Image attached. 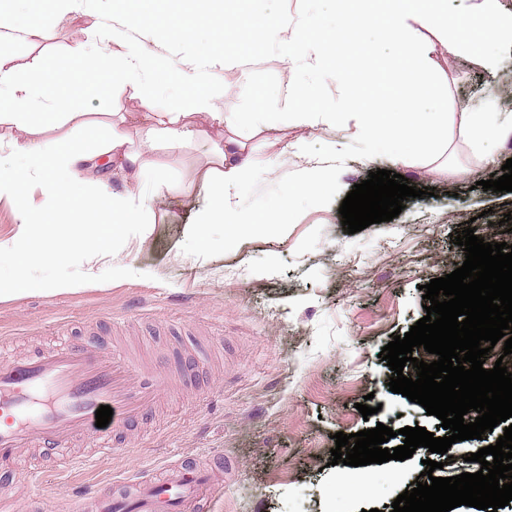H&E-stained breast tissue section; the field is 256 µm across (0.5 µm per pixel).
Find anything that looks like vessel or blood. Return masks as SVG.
<instances>
[{
	"instance_id": "vessel-or-blood-1",
	"label": "vessel or blood",
	"mask_w": 512,
	"mask_h": 512,
	"mask_svg": "<svg viewBox=\"0 0 512 512\" xmlns=\"http://www.w3.org/2000/svg\"><path fill=\"white\" fill-rule=\"evenodd\" d=\"M162 389L154 368L125 352L62 342L24 356L0 351V458L20 460L30 448L53 451L91 438L101 455L117 435L151 408ZM113 410L96 425L100 406ZM216 482L204 470L169 467L162 479L138 477L122 494H75L53 512H194L211 498Z\"/></svg>"
}]
</instances>
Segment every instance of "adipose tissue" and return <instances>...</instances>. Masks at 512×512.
<instances>
[{
	"label": "adipose tissue",
	"instance_id": "obj_1",
	"mask_svg": "<svg viewBox=\"0 0 512 512\" xmlns=\"http://www.w3.org/2000/svg\"><path fill=\"white\" fill-rule=\"evenodd\" d=\"M368 6V12L345 15L343 58L375 63L371 43L358 31L369 26V13L386 18V25L377 27L376 34L399 53L393 78L403 92L402 98L356 97L347 88L342 73L327 63V37L317 29L302 27L291 15L285 13L263 22L242 15L236 18V25L253 29L258 40L282 45L293 68L316 72L334 82L335 99L311 105L305 87L292 79L286 91L269 96L260 111H222L219 103L232 98L236 87L215 83L207 94L186 101L177 111L130 114V125L140 128L138 138H131L127 127L113 123L104 143L80 139L56 145L34 140L38 123L54 124L66 117L71 107L67 94L71 74L63 68L36 64L22 80L17 76L12 55L0 52V109H8L13 124L23 133L10 145L13 162H0V199L14 202L18 222L11 246L0 245V254L10 253L14 259L13 271L0 273V301L22 291L54 295L76 292L96 283L99 263L109 262L112 257V234L147 231L146 225L139 222L145 199L136 194V185L149 181L159 186L165 182L162 169L141 163L142 152L159 143L172 151L182 149L199 136L197 119L224 129L223 141L215 146V163L204 180L216 202L198 216L193 226V235L203 249L208 246L209 228L214 224L223 225L232 238L243 236L254 223L271 227L287 224L296 197L319 198L336 177L333 164H312L289 186L280 207L255 216L244 214L238 207V191L243 184L254 181L258 172L251 166L247 145L240 138L242 125H251L275 142L282 136L281 124L285 121L308 129L348 123L354 137L364 141L371 152L389 154L396 162L419 153L447 150V113L422 107L425 99L448 93L439 57L450 49L475 68L494 74L499 66L495 46L512 45V11H505L500 0H457L453 14L449 13L446 0H368ZM206 25L208 63L247 76L243 55L224 49L226 26L220 15L207 14ZM105 69L110 71L113 82L131 85L141 75L164 79L166 63L148 53L143 42L123 26L115 25L94 33L90 51L80 57L86 95L96 93L98 76ZM499 111L498 100L491 97L482 111L462 112L461 122L470 138L478 140L490 135L501 141L512 139V122H499ZM100 156L107 157L113 168L133 170V187L119 193L102 179L90 185L83 182L80 172ZM36 185L52 194L51 213H38L29 207L28 191ZM77 256L84 263L81 278L45 282L26 275L28 269L46 262H68Z\"/></svg>",
	"mask_w": 512,
	"mask_h": 512
}]
</instances>
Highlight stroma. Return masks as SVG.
Here are the masks:
<instances>
[{"label": "stroma", "instance_id": "1", "mask_svg": "<svg viewBox=\"0 0 512 512\" xmlns=\"http://www.w3.org/2000/svg\"><path fill=\"white\" fill-rule=\"evenodd\" d=\"M220 7L230 17L247 10L264 20L287 12L327 35L342 23L336 0H222ZM12 11L44 22L34 43L0 38V51L13 55L22 74L38 61L69 65L84 32L113 24L106 0H75L65 9L55 0H15ZM201 19L198 0H167L162 17L133 25L132 34L172 65L169 82L158 87L144 80L134 89L104 75L89 97L73 81L68 94L77 119L42 128L41 139L103 141L113 113L142 111L146 97L173 107L204 90L211 82L202 60L206 33L192 44L173 36L184 21ZM224 48L254 59L250 85L229 102L235 111H258L265 94L286 85L279 44L253 41L232 28ZM375 49L380 68L356 63L345 80L367 95L395 93L396 51L381 42ZM498 54L501 66L490 79L446 53L448 149L438 157L396 166L386 156H369L365 143L343 127L289 128V141L305 142L302 157L255 145L252 160L262 176L240 189L241 208L250 215L285 196L298 171L324 157L328 141L345 142L346 152L335 185L322 198L296 200L287 234L258 225L228 242L223 225L215 224L205 258L190 225L212 201L199 178L209 163V137L147 154L166 173L163 186L144 188L141 220L150 230L112 243L115 261L130 264L132 274L116 279L104 265L100 286L0 302V344L22 354L69 337L120 343L174 375L176 388L161 393L112 455L91 457L94 442L87 438L78 448L87 460L73 468L39 451L17 468L0 460V499L11 501L14 512H40L73 492H107L131 478L161 476L171 465H198L220 482L199 512H387L423 472L427 452L376 465L372 487L351 498L343 484L354 473L333 464L334 435L382 423L397 432L388 442L394 448L403 444L399 431L407 426L443 434L435 416L389 390L392 372L380 354L423 318V285L462 266L465 253L452 234L472 224L485 240L500 241V221L512 213V192L481 187L512 158V139L474 143L457 117L460 109H478L498 85L512 83V49ZM379 169L395 170L413 184L430 178L435 194L407 201L391 221L346 233L343 199ZM368 395L381 409L365 418L356 405Z\"/></svg>", "mask_w": 512, "mask_h": 512}]
</instances>
